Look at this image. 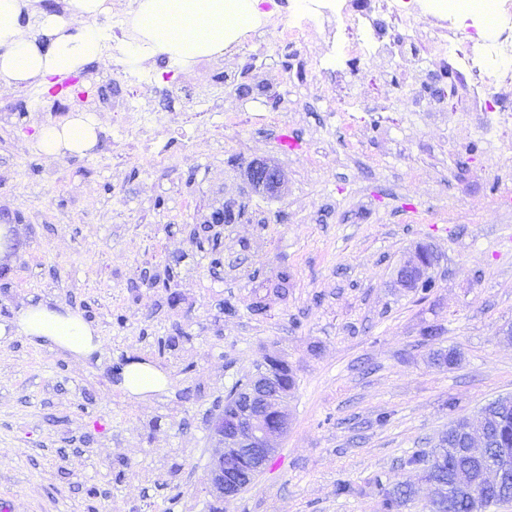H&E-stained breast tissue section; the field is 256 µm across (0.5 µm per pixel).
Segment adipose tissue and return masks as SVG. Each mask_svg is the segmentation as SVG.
<instances>
[{"label": "adipose tissue", "mask_w": 512, "mask_h": 512, "mask_svg": "<svg viewBox=\"0 0 512 512\" xmlns=\"http://www.w3.org/2000/svg\"><path fill=\"white\" fill-rule=\"evenodd\" d=\"M31 0H0V83L17 87L67 75L101 56L100 35L90 19L107 0H69L68 17L42 12L38 31L23 18ZM142 36L130 51L135 60L165 54L185 61L220 56L234 34L250 26L261 0H136ZM99 120L83 112L62 124L42 125L33 150L47 158L83 155L97 142ZM23 336L86 359L99 349L94 330L79 314L50 309L45 300L24 305L0 337Z\"/></svg>", "instance_id": "obj_1"}]
</instances>
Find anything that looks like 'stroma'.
I'll use <instances>...</instances> for the list:
<instances>
[{
	"label": "stroma",
	"mask_w": 512,
	"mask_h": 512,
	"mask_svg": "<svg viewBox=\"0 0 512 512\" xmlns=\"http://www.w3.org/2000/svg\"><path fill=\"white\" fill-rule=\"evenodd\" d=\"M321 37L272 58L263 94L244 53L226 62L239 74L229 88L213 58L147 60L140 97L187 84L238 121L222 132L165 116L167 167L138 160L107 109L91 154L45 159L29 143L54 115L21 112L29 86L0 90V109L19 111L0 123V225L16 245L0 268V323L45 299L101 341L81 362L0 338V499L14 512H210L207 420L268 356L295 378L288 432L223 512H380L399 480L415 484L402 512H428L408 458L512 395V171L495 166L512 136L460 96L413 111L410 73L390 81L377 65L358 77L359 106L337 111L336 86L311 65ZM282 128L293 147L276 142ZM256 159L282 170L281 191L248 193ZM225 205L243 217L203 232ZM419 244L439 257L434 288L394 287ZM172 336L176 349L159 353ZM451 348L457 363L434 360ZM137 357L160 372L158 390L116 379Z\"/></svg>",
	"instance_id": "1"
}]
</instances>
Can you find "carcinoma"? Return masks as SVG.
Wrapping results in <instances>:
<instances>
[{"instance_id":"cac0c4a2","label":"carcinoma","mask_w":512,"mask_h":512,"mask_svg":"<svg viewBox=\"0 0 512 512\" xmlns=\"http://www.w3.org/2000/svg\"><path fill=\"white\" fill-rule=\"evenodd\" d=\"M480 411L491 416L493 441L486 449V457L472 460L460 447L457 428L468 421L462 417L448 426L439 448L428 457H412L408 464L421 469L422 479L432 487V498L429 512H486L490 507H500L512 502V469L505 478L496 485H483L481 475L484 470L498 465L502 455H512V408L498 410L493 403L480 408ZM468 467L473 470L476 490L470 494L456 488L450 481L449 469L454 466ZM413 495V486L407 481H398L392 488L385 491L382 498V512H399Z\"/></svg>"}]
</instances>
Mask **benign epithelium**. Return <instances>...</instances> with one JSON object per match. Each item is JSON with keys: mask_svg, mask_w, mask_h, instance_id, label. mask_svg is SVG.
Returning <instances> with one entry per match:
<instances>
[{"mask_svg": "<svg viewBox=\"0 0 512 512\" xmlns=\"http://www.w3.org/2000/svg\"><path fill=\"white\" fill-rule=\"evenodd\" d=\"M250 188L258 193H273L281 188V170L268 162L253 161L245 172ZM236 220L232 207L214 210L208 224H229ZM438 263L435 252L426 253L417 248L402 262L395 280L398 288H416L423 281H432V272ZM282 390L274 380H264L256 373L247 382L238 398L234 414L216 415L209 427L214 443L208 464V494L222 502L234 497L231 487L255 473L247 472L254 456L266 457L277 448L278 441L288 430V412L279 396ZM466 452L480 457L486 451L488 425L483 417L470 420L464 428Z\"/></svg>", "mask_w": 512, "mask_h": 512, "instance_id": "7a95c632", "label": "benign epithelium"}]
</instances>
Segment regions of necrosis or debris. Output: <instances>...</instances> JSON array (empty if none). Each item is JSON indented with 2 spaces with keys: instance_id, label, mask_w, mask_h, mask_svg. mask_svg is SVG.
Wrapping results in <instances>:
<instances>
[{
  "instance_id": "necrosis-or-debris-1",
  "label": "necrosis or debris",
  "mask_w": 512,
  "mask_h": 512,
  "mask_svg": "<svg viewBox=\"0 0 512 512\" xmlns=\"http://www.w3.org/2000/svg\"><path fill=\"white\" fill-rule=\"evenodd\" d=\"M459 0H296L282 12L277 28L257 22L240 32L230 50L249 52L254 68L261 69L271 51H284L302 41L314 27L323 31L324 44L314 56V66L325 79L345 84L347 79L374 63L388 69L413 64L416 71L413 103L417 111H438L441 97L427 89L431 72L451 73L449 94L467 86L470 109L492 111L505 88L512 86V0L496 13L493 39L478 38L474 28L461 29L453 22ZM388 12L397 27L384 24L380 13ZM133 6L112 16V70L128 83L149 81V72L129 69L125 47L135 36ZM112 110L119 128L134 129L147 143H154L156 110L152 101L115 94L101 98Z\"/></svg>"
}]
</instances>
